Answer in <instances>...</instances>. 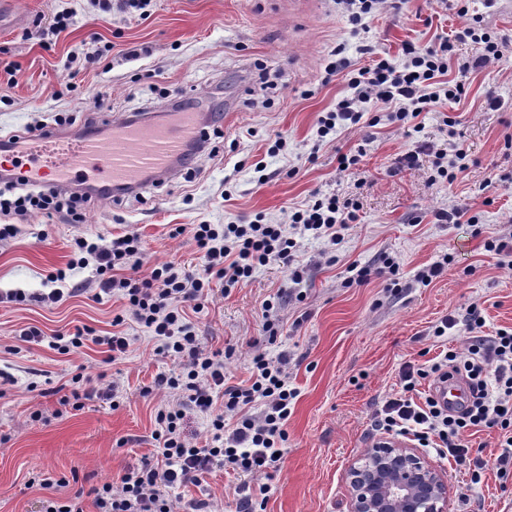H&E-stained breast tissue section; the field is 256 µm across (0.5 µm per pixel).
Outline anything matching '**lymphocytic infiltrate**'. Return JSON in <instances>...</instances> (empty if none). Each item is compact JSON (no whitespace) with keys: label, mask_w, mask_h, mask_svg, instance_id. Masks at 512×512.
<instances>
[{"label":"lymphocytic infiltrate","mask_w":512,"mask_h":512,"mask_svg":"<svg viewBox=\"0 0 512 512\" xmlns=\"http://www.w3.org/2000/svg\"><path fill=\"white\" fill-rule=\"evenodd\" d=\"M458 16L467 20L455 37L439 42L402 47L401 63L377 56L359 68L348 81L349 92L335 107L319 117L318 138H326L342 125H375L373 110L389 109V118L401 127L421 132L419 117L441 101L460 102L466 95L465 77L471 68H481L499 60L504 40L482 32L478 17L470 16L469 0H456ZM471 40L482 47L473 64L462 65L456 78H449L451 39ZM4 187L10 200L0 208L24 216L37 210L46 215L64 208L55 189H38L24 181H8ZM357 203L338 194H325L308 201L305 207L289 212L284 224L259 220L248 224H179L172 236L191 233L197 250L205 259L200 274L186 272L172 262L154 265L140 275L143 243L139 233L130 231L101 244L84 236L73 242V256L66 268L47 276L53 285L39 302L62 299V282L70 274L91 269L101 292L125 302V314L112 320L115 333L101 336L89 326L51 336L48 345L68 354L94 343L105 347L109 361L124 356L130 338L120 327L132 321L146 328L160 343V354L173 358L176 367L158 373L154 389L168 393L170 403L158 409L154 439L158 443L155 462L127 470L118 479L94 488L96 512H172L168 490L187 483H199L214 468L224 467L243 475H253L277 467L288 441V419L298 396L291 388L288 355L268 358L255 351L249 362L248 385H230L224 375L222 353L201 349L194 325L185 315L184 304L202 313L215 286L228 289L252 280L256 271L271 263L289 270L294 284L303 281V270L296 264L294 231L338 244L341 232L356 219ZM485 319L479 303H471L465 313L448 315L433 329L440 338L448 330L465 332L463 349L448 351L443 360L428 366L405 364L399 372L401 391L385 399L373 414L377 430L395 436H413L421 447L458 462H472V483H479L487 466H495L500 477L512 474V331L498 330L484 336ZM461 376L470 391L468 405L460 410L442 404L436 396L416 403L412 393L420 381L444 382ZM204 414L207 419L203 443L187 439L183 423L187 412ZM482 428L500 430L502 451L494 463L471 457L469 436Z\"/></svg>","instance_id":"obj_1"}]
</instances>
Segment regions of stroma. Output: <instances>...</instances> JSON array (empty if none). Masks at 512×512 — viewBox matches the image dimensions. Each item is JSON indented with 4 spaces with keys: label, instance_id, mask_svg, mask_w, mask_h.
<instances>
[{
    "label": "stroma",
    "instance_id": "obj_1",
    "mask_svg": "<svg viewBox=\"0 0 512 512\" xmlns=\"http://www.w3.org/2000/svg\"><path fill=\"white\" fill-rule=\"evenodd\" d=\"M75 16L60 34L39 35L40 21L63 8ZM483 31L506 39L502 57L471 71L461 102L439 103L422 115L420 133L380 117L373 127L339 129L319 142L316 122L348 86L347 73L327 75L335 48L352 66L372 54L401 62L402 45H424L463 27L465 18L440 0H407L402 11L386 8L363 30H354L335 0H151L147 18L120 11L101 14L91 0H10L0 9V138L34 126H55L58 116L78 126L111 130L115 119L139 115L143 124L178 103L210 114L211 149L195 154L162 185L140 194L93 192L76 202L84 223L41 213L1 215L0 224H21L16 238L0 244V512H40L44 501L77 497L95 512L92 490L140 466L156 446L155 415L161 394H145L157 373L174 367L157 343L135 323L123 330L134 341L126 356L104 363L101 346L87 344L63 355L47 336L87 325L105 335L123 305L92 300L97 282L86 273L72 282L79 291L56 303L7 300L16 288L44 292L50 272L65 268L76 236L112 237L138 230L145 242L144 266L172 261L199 271L203 261L190 235L171 237L177 224H246L264 214L281 224L292 207L315 193L357 200V219L331 245L297 236L304 267L299 295L289 272L271 264L249 282L215 294L195 320L205 351L234 349L225 364L229 382L249 376L250 353L287 352L290 384L299 395L288 420V448L277 471L239 475L214 469L201 484L171 490L174 512H193L210 501L216 512H237L243 498H263L264 512H348L347 471L367 448L382 441L372 415L399 391L404 363L425 364L444 347L462 346L453 335L434 342L433 326L464 311L484 308V330H512V269L498 267L484 247V232L512 225V0H474ZM372 54H364L363 46ZM12 67L13 76L3 73ZM106 94L105 108L95 98ZM501 105L492 109L488 97ZM454 117L447 129L444 116ZM285 140L274 151L276 140ZM462 144L467 170L453 183H430L432 149ZM362 151L357 174L338 172L337 153ZM415 151L419 163L400 164ZM263 172H256V165ZM469 209L478 225L440 224V209ZM395 258L404 287L388 289L386 276L345 286L351 263ZM452 258L447 271L424 286L414 279L423 267ZM279 299L283 327L276 343L262 331V304ZM39 328L41 342L21 334ZM120 382V406L99 400L61 410L77 366ZM423 456L448 483V512H512V476L488 469L470 484L466 467L426 448ZM57 478L34 484L36 474ZM270 486L261 497L260 486Z\"/></svg>",
    "mask_w": 512,
    "mask_h": 512
}]
</instances>
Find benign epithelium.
<instances>
[{
	"instance_id": "7a95c632",
	"label": "benign epithelium",
	"mask_w": 512,
	"mask_h": 512,
	"mask_svg": "<svg viewBox=\"0 0 512 512\" xmlns=\"http://www.w3.org/2000/svg\"><path fill=\"white\" fill-rule=\"evenodd\" d=\"M349 512H448V485L417 450L396 440L368 449L348 472Z\"/></svg>"
}]
</instances>
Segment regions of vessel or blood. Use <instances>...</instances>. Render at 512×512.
<instances>
[{"label":"vessel or blood","mask_w":512,"mask_h":512,"mask_svg":"<svg viewBox=\"0 0 512 512\" xmlns=\"http://www.w3.org/2000/svg\"><path fill=\"white\" fill-rule=\"evenodd\" d=\"M208 124L204 113L180 112L152 126L121 120L112 136L101 141L84 128L45 129L23 148L4 147L8 175L38 187L75 182L101 188L139 186L144 174L163 178L173 159L185 156L191 144L206 147Z\"/></svg>","instance_id":"1"}]
</instances>
